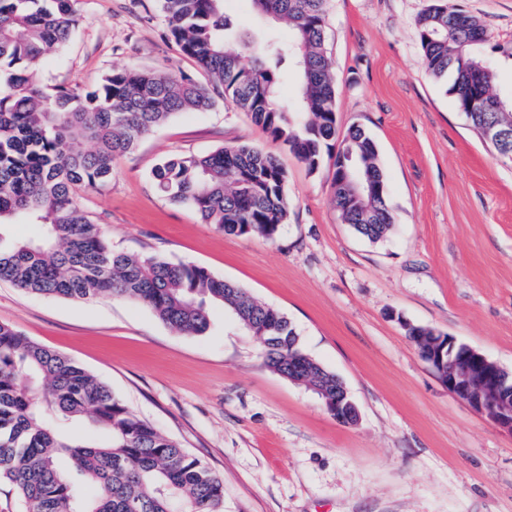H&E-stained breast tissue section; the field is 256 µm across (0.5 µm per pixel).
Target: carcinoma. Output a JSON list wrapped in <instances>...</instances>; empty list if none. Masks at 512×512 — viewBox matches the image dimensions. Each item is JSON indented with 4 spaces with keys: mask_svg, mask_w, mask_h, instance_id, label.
<instances>
[{
    "mask_svg": "<svg viewBox=\"0 0 512 512\" xmlns=\"http://www.w3.org/2000/svg\"><path fill=\"white\" fill-rule=\"evenodd\" d=\"M167 36L194 60L205 81L155 69L114 68L98 89H36L29 71L57 51L79 22L77 0H0V280L42 296L125 299L148 308L174 331L199 336L217 304L259 335L268 367L285 375L306 354L288 318L205 268L158 256L112 250L100 225L77 202V190L112 177L114 162L132 152L161 122L214 106L212 92L247 112L271 141L310 171L344 152L351 177L383 187L370 198L332 186L342 221L378 242L394 216L387 201L378 146L359 125L337 139L336 80L324 48L327 0H251L260 18L288 24L274 34L240 35L224 0H159ZM447 0H429L416 25L427 73L444 83L476 131H512V95L495 89V72L479 46L480 21L453 18ZM296 76L298 100L279 94ZM493 106L470 109L475 94ZM83 141L92 148L83 151ZM288 173L273 150L229 144L203 156L176 155L151 171L170 201L193 208L227 235L274 239L288 221ZM21 219L40 227L36 240L7 241ZM420 357L432 332L406 329ZM82 422L104 439L77 441ZM94 485L79 494L72 478ZM0 477L18 489L26 512H224V481L112 390L65 355L0 322Z\"/></svg>",
    "mask_w": 512,
    "mask_h": 512,
    "instance_id": "obj_1",
    "label": "carcinoma"
}]
</instances>
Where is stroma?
Returning <instances> with one entry per match:
<instances>
[{"mask_svg":"<svg viewBox=\"0 0 512 512\" xmlns=\"http://www.w3.org/2000/svg\"><path fill=\"white\" fill-rule=\"evenodd\" d=\"M487 30L496 89L512 92V0H447ZM428 0H328L325 46L339 131L375 139L395 224L373 243L344 224L333 166L286 150L288 221L275 240L224 234L151 179L172 155L272 143L232 103L171 116L111 180L80 193L114 251L192 263L283 314L304 353L339 377L361 420H336L269 368L223 307L201 336L125 300H68L0 282V322L108 384L224 480V512H512V433L452 396L404 323L453 336L512 372V164L426 72ZM80 21L32 80L96 89L117 67L198 78L167 39L158 0H77Z\"/></svg>","mask_w":512,"mask_h":512,"instance_id":"1","label":"stroma"}]
</instances>
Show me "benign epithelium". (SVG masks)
Returning <instances> with one entry per match:
<instances>
[{
    "mask_svg": "<svg viewBox=\"0 0 512 512\" xmlns=\"http://www.w3.org/2000/svg\"><path fill=\"white\" fill-rule=\"evenodd\" d=\"M433 335L438 340L431 344L430 361L447 370L442 382L448 392L512 433V380L507 370L468 344L437 331ZM321 394L325 405L336 404L333 415L337 421L358 422V409L354 403L345 401L344 386L336 389L334 399L324 389Z\"/></svg>",
    "mask_w": 512,
    "mask_h": 512,
    "instance_id": "obj_1",
    "label": "benign epithelium"
}]
</instances>
